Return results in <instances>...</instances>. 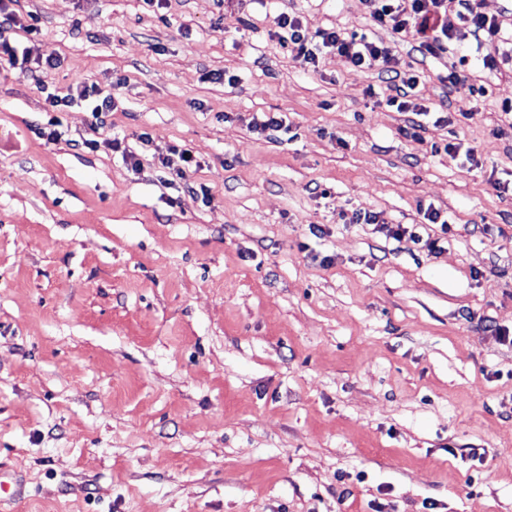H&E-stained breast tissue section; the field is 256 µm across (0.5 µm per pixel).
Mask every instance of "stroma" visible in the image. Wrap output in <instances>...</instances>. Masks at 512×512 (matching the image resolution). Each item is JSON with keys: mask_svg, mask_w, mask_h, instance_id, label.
I'll return each instance as SVG.
<instances>
[{"mask_svg": "<svg viewBox=\"0 0 512 512\" xmlns=\"http://www.w3.org/2000/svg\"><path fill=\"white\" fill-rule=\"evenodd\" d=\"M13 8L52 88L115 107L104 129L65 108L45 142V94L0 64V465L27 489L0 512H512V66L421 58L361 0ZM283 13L369 31L448 122L406 135L382 64L304 67ZM263 112L287 131H253Z\"/></svg>", "mask_w": 512, "mask_h": 512, "instance_id": "35a3bbf8", "label": "stroma"}]
</instances>
